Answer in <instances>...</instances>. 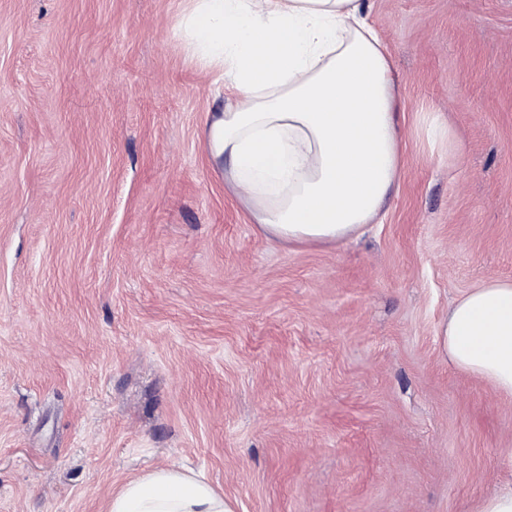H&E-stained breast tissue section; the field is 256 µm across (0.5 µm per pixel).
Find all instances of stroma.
Returning <instances> with one entry per match:
<instances>
[{"instance_id": "1", "label": "stroma", "mask_w": 512, "mask_h": 512, "mask_svg": "<svg viewBox=\"0 0 512 512\" xmlns=\"http://www.w3.org/2000/svg\"><path fill=\"white\" fill-rule=\"evenodd\" d=\"M370 4L398 187L289 245L206 149L188 0H0V512H108L173 463L233 512H477L512 478V397L441 344L512 281V0Z\"/></svg>"}]
</instances>
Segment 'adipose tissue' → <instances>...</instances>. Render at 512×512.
Masks as SVG:
<instances>
[{"instance_id":"obj_1","label":"adipose tissue","mask_w":512,"mask_h":512,"mask_svg":"<svg viewBox=\"0 0 512 512\" xmlns=\"http://www.w3.org/2000/svg\"><path fill=\"white\" fill-rule=\"evenodd\" d=\"M368 0H190L179 23L197 62L230 90L206 123L212 157L261 230L337 243L379 223L397 184V76ZM443 348L512 397V282L490 278L448 309ZM108 512H232L177 465L113 494Z\"/></svg>"}]
</instances>
